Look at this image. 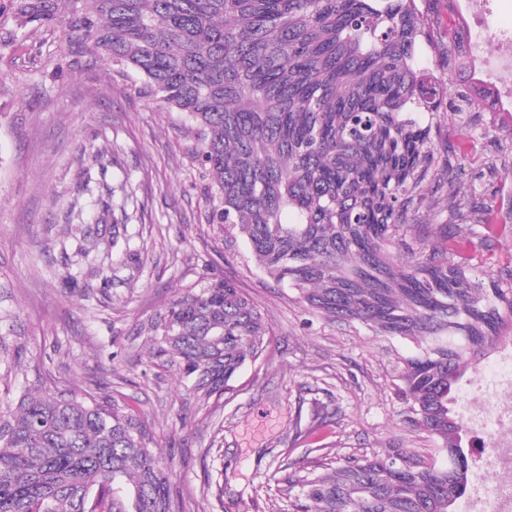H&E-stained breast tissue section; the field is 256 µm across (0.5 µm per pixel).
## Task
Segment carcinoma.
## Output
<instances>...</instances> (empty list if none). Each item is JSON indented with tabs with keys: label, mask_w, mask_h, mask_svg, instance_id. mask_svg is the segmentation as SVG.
<instances>
[{
	"label": "carcinoma",
	"mask_w": 512,
	"mask_h": 512,
	"mask_svg": "<svg viewBox=\"0 0 512 512\" xmlns=\"http://www.w3.org/2000/svg\"><path fill=\"white\" fill-rule=\"evenodd\" d=\"M422 0H9L20 26L139 79L183 112L209 177L210 223L234 228L274 281L330 322L416 344L397 394L433 454H323L285 478L293 512H454L472 443L454 410L474 360L512 338V270L477 280L448 261L471 227L443 230L402 261L405 210L438 175L434 105L448 82L422 72ZM496 223L495 200L473 209ZM154 356L205 397L225 393L268 346L271 325L211 277L150 325ZM147 425L118 401L26 393L0 417V512H174Z\"/></svg>",
	"instance_id": "cac0c4a2"
}]
</instances>
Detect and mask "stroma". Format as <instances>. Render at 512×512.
<instances>
[{
    "mask_svg": "<svg viewBox=\"0 0 512 512\" xmlns=\"http://www.w3.org/2000/svg\"><path fill=\"white\" fill-rule=\"evenodd\" d=\"M61 40L0 19V415L34 385L124 403L157 440L176 512H291L285 466L311 471V449L336 460L427 448L395 387L415 345L330 323L269 279L236 232L210 223L184 114L105 61L61 55ZM438 110L434 152L448 168L431 185L437 207L404 216L413 245L424 226L458 224L461 203L512 194V112ZM122 184L116 241L101 197ZM493 235L492 257L454 261L512 267V217ZM214 274L253 300L273 339L231 392L206 398L151 359L147 329Z\"/></svg>",
    "mask_w": 512,
    "mask_h": 512,
    "instance_id": "obj_1",
    "label": "stroma"
}]
</instances>
